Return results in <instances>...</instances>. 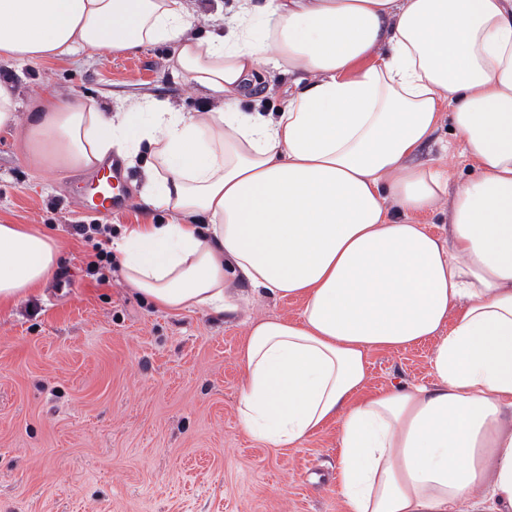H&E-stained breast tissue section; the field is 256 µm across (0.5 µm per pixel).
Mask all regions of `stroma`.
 Returning <instances> with one entry per match:
<instances>
[{"instance_id": "stroma-1", "label": "stroma", "mask_w": 512, "mask_h": 512, "mask_svg": "<svg viewBox=\"0 0 512 512\" xmlns=\"http://www.w3.org/2000/svg\"><path fill=\"white\" fill-rule=\"evenodd\" d=\"M172 47L62 61L0 62L16 78L17 117L0 128V223L35 224L61 246L40 293L0 308V512H346L338 494L336 427L294 448H274L241 428L239 352L251 320L293 317L297 299L253 297L235 314L154 308L113 269L98 283L86 257L107 224L121 238L168 223L139 196L142 162L127 167L131 201L92 213L88 175L41 171L19 140L43 91L90 96L112 110L139 99L177 112L210 108L173 76ZM434 342L369 357L366 389L431 383Z\"/></svg>"}]
</instances>
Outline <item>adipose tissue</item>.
<instances>
[{
  "instance_id": "obj_1",
  "label": "adipose tissue",
  "mask_w": 512,
  "mask_h": 512,
  "mask_svg": "<svg viewBox=\"0 0 512 512\" xmlns=\"http://www.w3.org/2000/svg\"><path fill=\"white\" fill-rule=\"evenodd\" d=\"M187 0H0V60L173 45V74L216 111L105 112L43 95L25 161L96 173L144 149L142 195L177 222L116 245L127 281L169 312L294 298L249 325L237 416L294 447L337 426L348 512H512V0H238L196 31ZM270 62L276 110L245 107ZM449 114L473 177L411 157ZM450 197L448 229L418 215ZM60 245L0 224V305L54 273ZM435 343L432 386L365 390L369 356Z\"/></svg>"
}]
</instances>
